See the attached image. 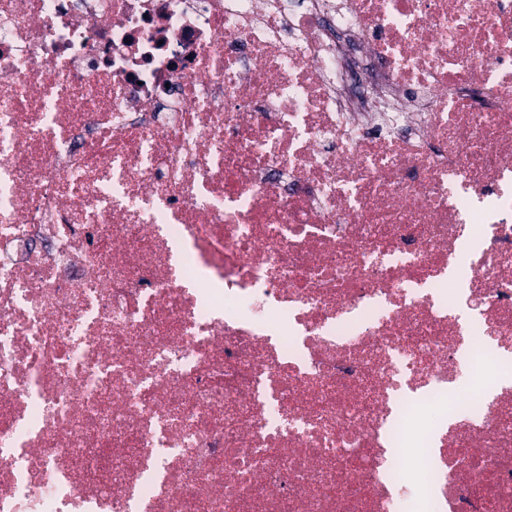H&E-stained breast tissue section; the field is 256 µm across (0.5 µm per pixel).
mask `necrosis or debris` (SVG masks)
I'll return each instance as SVG.
<instances>
[{"instance_id": "obj_1", "label": "necrosis or debris", "mask_w": 512, "mask_h": 512, "mask_svg": "<svg viewBox=\"0 0 512 512\" xmlns=\"http://www.w3.org/2000/svg\"><path fill=\"white\" fill-rule=\"evenodd\" d=\"M512 0H0V512H512Z\"/></svg>"}]
</instances>
